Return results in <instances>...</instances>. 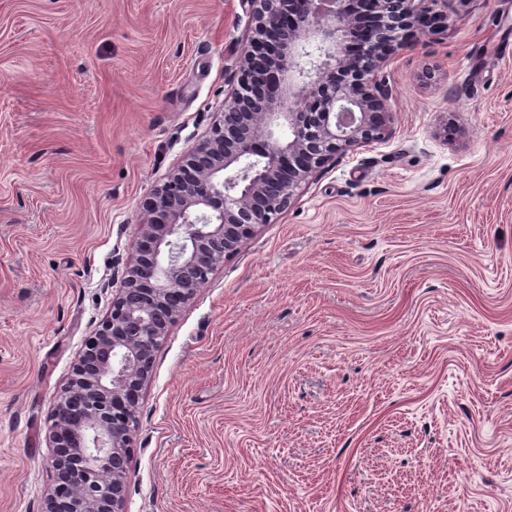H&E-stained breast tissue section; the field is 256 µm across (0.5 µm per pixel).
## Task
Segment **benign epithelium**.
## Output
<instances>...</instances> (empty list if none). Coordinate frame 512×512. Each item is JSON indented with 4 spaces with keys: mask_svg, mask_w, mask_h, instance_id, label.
I'll use <instances>...</instances> for the list:
<instances>
[{
    "mask_svg": "<svg viewBox=\"0 0 512 512\" xmlns=\"http://www.w3.org/2000/svg\"><path fill=\"white\" fill-rule=\"evenodd\" d=\"M424 0H369L409 27ZM254 28L240 54L228 112L145 203L134 265L112 311L89 336L52 415L57 484L44 512H123L131 427L155 351L182 307L256 229L271 222L309 175L336 154L389 134L380 72L412 35L393 43L378 22L345 56L348 0H252ZM288 128V137L277 135Z\"/></svg>",
    "mask_w": 512,
    "mask_h": 512,
    "instance_id": "1",
    "label": "benign epithelium"
}]
</instances>
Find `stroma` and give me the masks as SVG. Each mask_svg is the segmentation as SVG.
Instances as JSON below:
<instances>
[{
    "mask_svg": "<svg viewBox=\"0 0 512 512\" xmlns=\"http://www.w3.org/2000/svg\"><path fill=\"white\" fill-rule=\"evenodd\" d=\"M447 13L383 70L388 138L170 326L124 512H512V0ZM251 28L250 0H0V512H43L56 396Z\"/></svg>",
    "mask_w": 512,
    "mask_h": 512,
    "instance_id": "1",
    "label": "stroma"
}]
</instances>
